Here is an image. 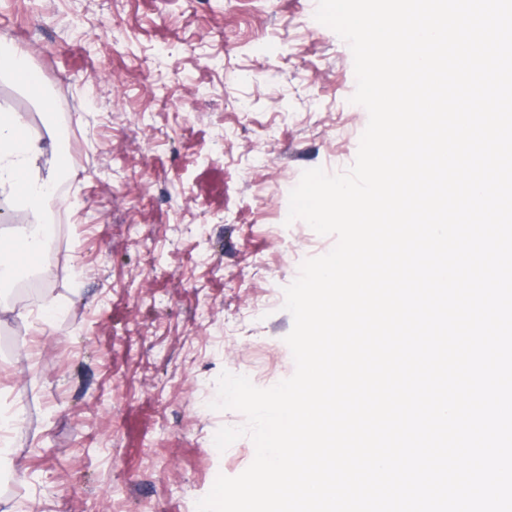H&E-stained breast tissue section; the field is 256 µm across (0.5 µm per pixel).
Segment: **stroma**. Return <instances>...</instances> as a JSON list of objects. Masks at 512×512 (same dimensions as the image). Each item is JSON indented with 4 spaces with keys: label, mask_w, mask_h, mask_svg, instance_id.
Instances as JSON below:
<instances>
[{
    "label": "stroma",
    "mask_w": 512,
    "mask_h": 512,
    "mask_svg": "<svg viewBox=\"0 0 512 512\" xmlns=\"http://www.w3.org/2000/svg\"><path fill=\"white\" fill-rule=\"evenodd\" d=\"M317 0H0V43L42 99L0 109L69 157L47 293L0 300V512H196L218 475L221 372L269 388L295 364L284 289L335 236L287 222L304 170L355 160L368 113Z\"/></svg>",
    "instance_id": "stroma-1"
}]
</instances>
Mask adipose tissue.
<instances>
[{
  "label": "adipose tissue",
  "mask_w": 512,
  "mask_h": 512,
  "mask_svg": "<svg viewBox=\"0 0 512 512\" xmlns=\"http://www.w3.org/2000/svg\"><path fill=\"white\" fill-rule=\"evenodd\" d=\"M42 140L31 138L21 117L0 111V194L12 196L28 211L31 221L15 225L10 247L0 246V288H9L20 260L49 250L54 230L43 214L54 199L59 171L41 170Z\"/></svg>",
  "instance_id": "adipose-tissue-1"
}]
</instances>
